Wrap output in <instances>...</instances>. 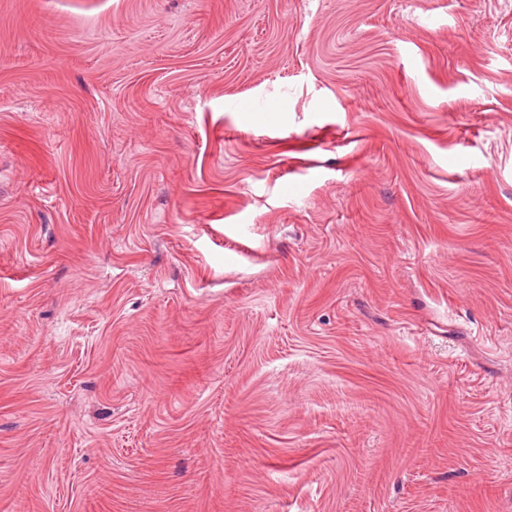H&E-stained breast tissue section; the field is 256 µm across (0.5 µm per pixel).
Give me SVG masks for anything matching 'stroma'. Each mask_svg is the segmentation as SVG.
<instances>
[{
	"instance_id": "1",
	"label": "stroma",
	"mask_w": 512,
	"mask_h": 512,
	"mask_svg": "<svg viewBox=\"0 0 512 512\" xmlns=\"http://www.w3.org/2000/svg\"><path fill=\"white\" fill-rule=\"evenodd\" d=\"M0 512H512V0H0Z\"/></svg>"
}]
</instances>
